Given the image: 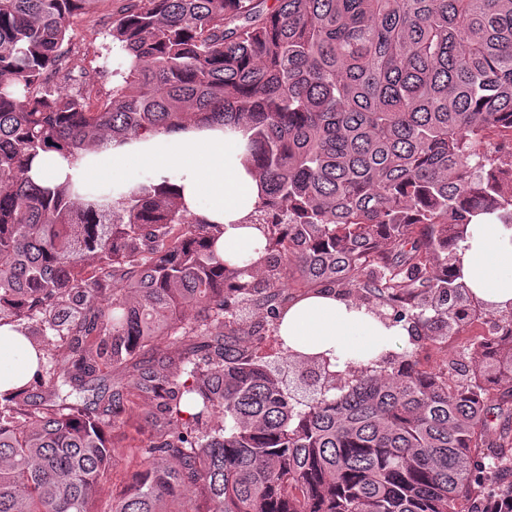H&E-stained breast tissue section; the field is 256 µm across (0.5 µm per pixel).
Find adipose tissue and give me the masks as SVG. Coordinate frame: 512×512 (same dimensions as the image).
<instances>
[{
    "label": "adipose tissue",
    "instance_id": "ef3b65f1",
    "mask_svg": "<svg viewBox=\"0 0 512 512\" xmlns=\"http://www.w3.org/2000/svg\"><path fill=\"white\" fill-rule=\"evenodd\" d=\"M243 132L219 129L149 133L75 162L57 152L33 160L31 179L54 184L72 180L120 193L135 177L148 174L154 183L174 187L188 210L224 232L217 255L232 265L260 268L261 232L247 217L258 202L259 182L247 168ZM456 272L470 293L489 309L512 307V227L486 219L473 225L465 249L459 250ZM288 354H322L335 370L377 359L408 336L407 326H384L366 307L334 290H318L292 302L278 330ZM37 355L12 325L0 326V395L30 381Z\"/></svg>",
    "mask_w": 512,
    "mask_h": 512
}]
</instances>
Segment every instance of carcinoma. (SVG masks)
<instances>
[{"mask_svg":"<svg viewBox=\"0 0 512 512\" xmlns=\"http://www.w3.org/2000/svg\"><path fill=\"white\" fill-rule=\"evenodd\" d=\"M95 2L0 0V325L39 361L0 400V512H94L139 398L166 425L111 512H475L512 454L492 426L512 421V310L465 348L477 367L445 371L412 350L275 364L226 330L263 310L277 331L295 285L356 293L415 344L487 314L452 264L469 225L512 226V141H487L512 135V0H127L128 65L93 101L65 58ZM217 126L249 133L260 183L247 281L168 185L25 175L46 150ZM168 340L188 351L110 385Z\"/></svg>","mask_w":512,"mask_h":512,"instance_id":"obj_1","label":"carcinoma"}]
</instances>
